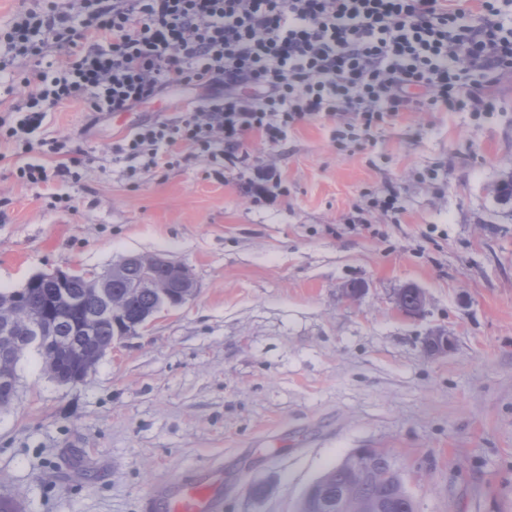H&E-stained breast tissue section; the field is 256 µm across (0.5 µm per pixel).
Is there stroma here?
<instances>
[{"label":"stroma","mask_w":512,"mask_h":512,"mask_svg":"<svg viewBox=\"0 0 512 512\" xmlns=\"http://www.w3.org/2000/svg\"><path fill=\"white\" fill-rule=\"evenodd\" d=\"M492 92L482 116L407 112L345 151L326 119L280 147L251 138L280 175L264 200L203 157L146 172L113 152L122 123L173 116L200 89L95 122L81 99L50 112L36 138L67 140L81 164L40 187L0 172V289L139 253L186 263L199 292L79 385L24 354L0 408V497L20 512H143L156 486L219 466L222 512H296L328 468L384 448L417 512H512V202L498 192L512 76ZM387 184L398 220L362 215ZM408 285L427 295L422 315L394 306ZM435 329L453 346L431 358Z\"/></svg>","instance_id":"1"}]
</instances>
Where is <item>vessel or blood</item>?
Wrapping results in <instances>:
<instances>
[{
	"label": "vessel or blood",
	"instance_id": "1",
	"mask_svg": "<svg viewBox=\"0 0 512 512\" xmlns=\"http://www.w3.org/2000/svg\"><path fill=\"white\" fill-rule=\"evenodd\" d=\"M223 506L224 476L213 470L162 484L145 499L143 512H222Z\"/></svg>",
	"mask_w": 512,
	"mask_h": 512
}]
</instances>
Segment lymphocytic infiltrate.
<instances>
[{
	"mask_svg": "<svg viewBox=\"0 0 512 512\" xmlns=\"http://www.w3.org/2000/svg\"><path fill=\"white\" fill-rule=\"evenodd\" d=\"M52 50L64 64L43 66ZM0 72L29 89L0 141L57 158L10 166L20 182L80 164L32 141L47 112L78 98L131 112L185 84L199 104L136 125L115 152L146 171L200 154L234 168L248 137L276 146L319 114L341 149L404 112L492 111L490 87L512 74V0H34L0 29Z\"/></svg>",
	"mask_w": 512,
	"mask_h": 512,
	"instance_id": "lymphocytic-infiltrate-1",
	"label": "lymphocytic infiltrate"
}]
</instances>
